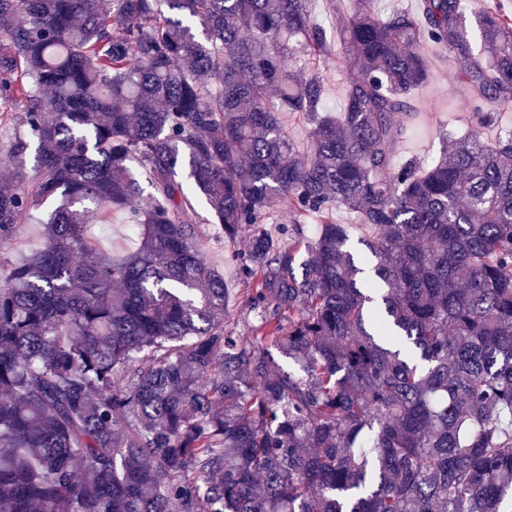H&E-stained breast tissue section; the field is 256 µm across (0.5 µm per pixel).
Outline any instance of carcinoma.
Returning a JSON list of instances; mask_svg holds the SVG:
<instances>
[{
    "instance_id": "1",
    "label": "carcinoma",
    "mask_w": 512,
    "mask_h": 512,
    "mask_svg": "<svg viewBox=\"0 0 512 512\" xmlns=\"http://www.w3.org/2000/svg\"><path fill=\"white\" fill-rule=\"evenodd\" d=\"M308 2L0 0V124L23 107L10 155L37 158L30 185L0 180V240L53 203L0 280V512H512V133L394 158L429 42L512 105V14L477 16V50L468 0L420 21L330 0L332 116ZM282 112L310 118L306 152ZM197 195L250 238V336L224 328ZM280 207L316 237L275 243ZM114 211L140 228L123 255L86 234ZM329 0H311L309 9L313 18L320 23L332 45L333 54L325 67L324 94L322 105L327 111L338 113L343 107L344 87L349 73L341 63V49L336 45V28L330 21Z\"/></svg>"
}]
</instances>
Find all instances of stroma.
I'll return each instance as SVG.
<instances>
[{
  "mask_svg": "<svg viewBox=\"0 0 512 512\" xmlns=\"http://www.w3.org/2000/svg\"><path fill=\"white\" fill-rule=\"evenodd\" d=\"M425 51L436 77L413 95L412 103L418 114L397 147V160L412 159L422 164L434 161L442 148L438 131L443 127L459 136L477 130L488 142L494 141L502 130L512 129V107L500 106L492 100L475 102L467 87L453 77L459 62L433 44L426 45ZM87 233L99 247L111 252L132 250L138 245L137 238L129 236L119 214L113 215L108 224L90 220ZM247 246V237L228 240L216 224L205 225L198 241L204 259L223 275L231 292L227 325L239 336L250 335L258 320V311L249 301V291L229 259L233 251L245 250Z\"/></svg>",
  "mask_w": 512,
  "mask_h": 512,
  "instance_id": "1",
  "label": "stroma"
}]
</instances>
